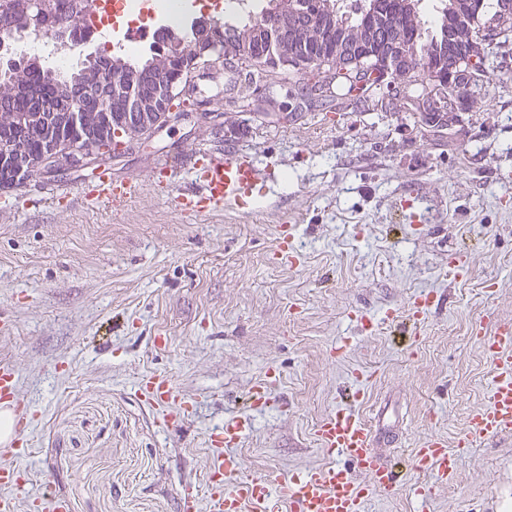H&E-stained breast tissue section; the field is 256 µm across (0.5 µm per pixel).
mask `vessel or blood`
<instances>
[{
  "label": "vessel or blood",
  "instance_id": "b4317fda",
  "mask_svg": "<svg viewBox=\"0 0 512 512\" xmlns=\"http://www.w3.org/2000/svg\"><path fill=\"white\" fill-rule=\"evenodd\" d=\"M264 182L260 170L249 160L234 158L228 153H210L203 159L199 174L190 192L180 196L182 207L206 210L227 204L247 208L248 198ZM135 191L133 184L113 181L110 172H101L91 199L120 202ZM479 340L493 370L492 395L487 407L471 414L474 435L490 438L503 433L512 435V327L497 326L493 334H480ZM141 393L156 405L167 407L176 400L169 380L151 377L141 385ZM25 399L14 371L0 366V409L18 413ZM247 426L246 418L225 424L209 436L218 460L210 469L212 512H362L368 491H395L403 479L392 463L379 456L374 437L362 416L355 411L339 409L326 416L317 426L315 435L322 448L349 460V467L336 465L309 472L297 480L282 481L279 492H272L266 477H248L239 481L236 489L223 491L227 475L238 473L235 457L225 454L227 446L239 441ZM31 446L30 428L20 423L14 426L7 447L1 449L8 458L28 453ZM458 452L445 442L432 438L413 451V467L422 474L435 475L438 482L453 479ZM19 486L17 470L9 463L0 465V512H17L13 495Z\"/></svg>",
  "mask_w": 512,
  "mask_h": 512
}]
</instances>
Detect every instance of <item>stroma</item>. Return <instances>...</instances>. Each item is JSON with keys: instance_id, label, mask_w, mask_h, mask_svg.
I'll use <instances>...</instances> for the list:
<instances>
[{"instance_id": "35a3bbf8", "label": "stroma", "mask_w": 512, "mask_h": 512, "mask_svg": "<svg viewBox=\"0 0 512 512\" xmlns=\"http://www.w3.org/2000/svg\"><path fill=\"white\" fill-rule=\"evenodd\" d=\"M235 69L196 81L184 119L104 165L0 192V364L31 419L18 512L46 487L66 512H180L189 484L211 512L208 437L242 416L229 449L242 476L342 464L315 429L359 386L402 468L429 438L456 447L490 399L475 332L512 324V56L492 58L481 98L441 127L402 108L399 84L370 109L304 101L311 75L248 84ZM220 149L267 174L250 213L179 204L191 155ZM105 168L138 194L86 203ZM428 292L448 304L418 334L386 321ZM150 376L191 401L181 428L141 394ZM261 380L269 401L254 407ZM422 485L428 512H512V438L477 439L450 483L412 472L362 510L416 512Z\"/></svg>"}]
</instances>
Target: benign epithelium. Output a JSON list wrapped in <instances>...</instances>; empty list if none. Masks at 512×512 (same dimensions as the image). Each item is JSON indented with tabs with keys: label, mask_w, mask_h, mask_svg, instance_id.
I'll return each mask as SVG.
<instances>
[{
	"label": "benign epithelium",
	"mask_w": 512,
	"mask_h": 512,
	"mask_svg": "<svg viewBox=\"0 0 512 512\" xmlns=\"http://www.w3.org/2000/svg\"><path fill=\"white\" fill-rule=\"evenodd\" d=\"M401 20L400 29L390 40L380 37V25L385 20L383 0H371L360 27L359 38H347L346 25L337 7L329 0L315 11L304 10L296 16L282 12L277 0L270 2L265 16L251 22L245 29L226 33L209 20L196 18L190 24V36L184 38L169 26L157 28L163 50L152 53L141 67L127 62L121 55H108L79 39L70 27L68 15L58 6V0H9L0 14V25L6 35L0 38V71L16 64L44 69L40 56L18 51L19 44L36 37L53 44L60 52L83 46L91 49L83 67L70 73L62 83V100L56 107L42 102L32 103L27 112H67L71 124L79 128L82 113L89 102L119 104V125L144 120L152 112H163L178 119L183 112H171L169 104L190 75L203 79L213 76L207 57L224 55L229 59L251 62L258 60L267 69L293 68L306 71L318 64H331L344 56L355 65L374 59L385 69L384 76L401 82L420 59L417 39V14L414 0H396ZM484 17L483 0H449L444 19L443 37L433 46V54L425 58L424 71L437 96L427 103L430 112H446L448 117L465 111L472 103L475 83L473 70L485 68L488 59L482 57L472 42L458 38L457 27L462 21L479 23ZM321 41L327 50L320 55L309 53L311 43ZM80 149L54 148L49 153L47 169L60 170L88 167L93 164L100 146L92 138L80 135Z\"/></svg>",
	"instance_id": "7a95c632"
}]
</instances>
